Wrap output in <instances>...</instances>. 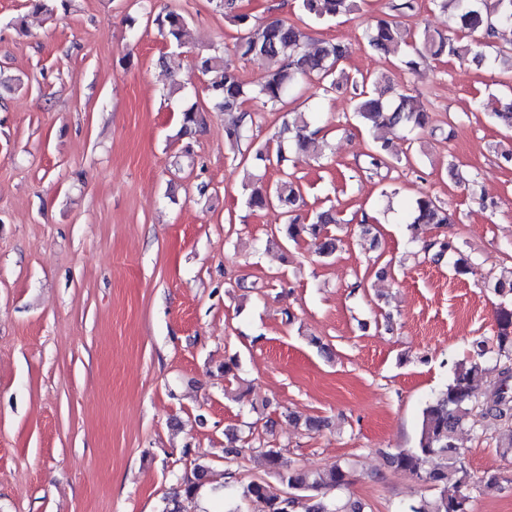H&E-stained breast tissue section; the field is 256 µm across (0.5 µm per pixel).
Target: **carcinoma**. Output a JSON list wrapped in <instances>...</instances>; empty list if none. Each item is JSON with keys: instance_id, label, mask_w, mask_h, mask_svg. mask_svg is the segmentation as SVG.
<instances>
[{"instance_id": "carcinoma-1", "label": "carcinoma", "mask_w": 512, "mask_h": 512, "mask_svg": "<svg viewBox=\"0 0 512 512\" xmlns=\"http://www.w3.org/2000/svg\"><path fill=\"white\" fill-rule=\"evenodd\" d=\"M434 5L450 15L456 28L467 33L485 31L493 36L500 28L512 31V0H433ZM224 13L237 28L234 52L241 58L260 57L267 61L265 79L250 88L239 79L233 65L219 54L197 58V68L206 77L205 90L219 110L231 115L225 128L230 148H239L246 133L254 124L253 113L244 104L258 99L272 108L294 94L299 80L314 78L333 89L349 81L340 63L347 58L346 48L339 43L325 42L315 52L304 50L306 33L302 26L277 19L266 26L255 28L250 16L239 11L236 0H220ZM355 0H300L303 15L311 21L333 19L352 11ZM163 36L171 44L179 45L184 33L185 18L170 11L157 20ZM367 45L380 54L396 53L402 46H411L413 57L405 61L414 70L419 61L438 59L444 55L460 61L486 59L483 44L477 40L460 42L423 28L409 34L393 18H381L364 30ZM354 112L357 122L375 133H408L421 135L429 128L430 116L413 99L400 93L385 103L373 93L354 88ZM305 113L296 112L275 135L277 147L259 146L252 152L250 167L264 168L284 160L283 145L293 144L298 153L310 156L316 152V132ZM402 159L391 153L389 139L380 138L366 154L364 171L379 174L389 170ZM303 195L297 180L285 175L273 188L254 186L247 198L249 207L264 210L277 207L285 221L277 228L278 237L297 243L309 239L314 252L330 257L339 248L340 239L328 231L331 224L341 223L331 210L317 211L311 223L300 222L298 210ZM451 223V216L442 203L428 195L416 199L411 228L422 224L443 227ZM420 251L440 259L447 254L456 256L454 269L464 274L469 268V256L453 241L438 238L423 242ZM493 290L502 298H512V268L504 269L496 279ZM496 355L497 378L486 381L482 360L488 354ZM512 422V307L506 305L497 311V334L492 341L476 339L472 343L471 360L456 363L445 389L440 391L422 410L417 445L401 448L388 454V464L397 471L409 474L431 494L420 497L407 512H469L477 494L496 495L506 487L512 488V472L488 473L474 479L468 470L465 450L457 445V434L469 426L482 431L490 426ZM267 469L286 487L281 497H271L266 484L253 479L241 485L239 498L263 505V512H367L366 504L356 498H343L337 492L351 481V470L344 463H336L321 471L308 470L293 461L285 462L274 448H262ZM436 465L423 468L426 459ZM208 465L197 461L190 474L184 476L166 501L163 512H180V500L198 496L207 483Z\"/></svg>"}]
</instances>
